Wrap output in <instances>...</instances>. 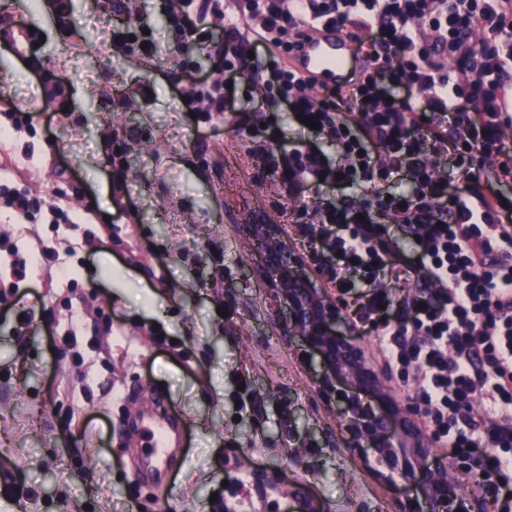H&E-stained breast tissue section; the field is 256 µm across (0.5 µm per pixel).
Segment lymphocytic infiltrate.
<instances>
[{
  "instance_id": "f902f5d3",
  "label": "lymphocytic infiltrate",
  "mask_w": 512,
  "mask_h": 512,
  "mask_svg": "<svg viewBox=\"0 0 512 512\" xmlns=\"http://www.w3.org/2000/svg\"><path fill=\"white\" fill-rule=\"evenodd\" d=\"M321 25L351 29L361 60L330 92L289 63ZM166 26L174 53L209 47L224 76L190 82L183 110L206 123L241 112L252 164L288 195L315 190L298 230L354 296V327L373 326L385 364L412 371L435 434L485 502L512 512V0H176ZM149 31L113 29V53L152 60ZM255 109L312 119L313 136L262 135ZM444 155L461 183L437 169ZM395 179L407 191H389Z\"/></svg>"
}]
</instances>
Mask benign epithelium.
Wrapping results in <instances>:
<instances>
[{"label":"benign epithelium","instance_id":"benign-epithelium-1","mask_svg":"<svg viewBox=\"0 0 512 512\" xmlns=\"http://www.w3.org/2000/svg\"><path fill=\"white\" fill-rule=\"evenodd\" d=\"M247 232L262 246L257 274L288 305L284 335L299 338L318 367L317 392L350 431V446L371 451L388 471L387 480L399 477L414 486L416 497L400 503L397 512H472L466 493L449 480L447 464L424 466L438 441L420 426L418 403L394 395L361 346L338 329L341 300L308 273L278 225L258 222Z\"/></svg>","mask_w":512,"mask_h":512}]
</instances>
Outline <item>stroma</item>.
I'll return each instance as SVG.
<instances>
[{"label":"stroma","mask_w":512,"mask_h":512,"mask_svg":"<svg viewBox=\"0 0 512 512\" xmlns=\"http://www.w3.org/2000/svg\"><path fill=\"white\" fill-rule=\"evenodd\" d=\"M168 2L142 0L160 43L147 65L109 48L122 7L72 0L64 33L51 0H0V19L45 32L23 57L0 42V113L36 115L11 141L20 169L42 168L22 185L71 218L0 215V479L27 493L0 490V512H392L406 484L349 448L243 231L257 217L306 252L290 212L316 194L288 198L253 170L234 115L182 111ZM48 72L63 87L51 99ZM29 308L37 327L23 331ZM157 398L183 426L161 487L138 475L150 443L132 428Z\"/></svg>","instance_id":"stroma-1"}]
</instances>
